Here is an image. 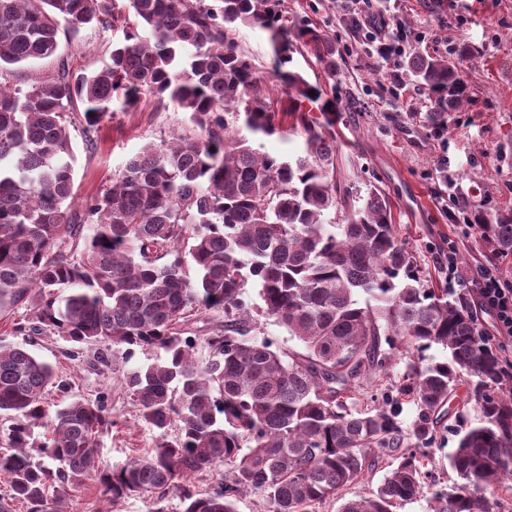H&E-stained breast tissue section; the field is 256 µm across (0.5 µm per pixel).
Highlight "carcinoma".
I'll return each instance as SVG.
<instances>
[{"instance_id": "obj_1", "label": "carcinoma", "mask_w": 512, "mask_h": 512, "mask_svg": "<svg viewBox=\"0 0 512 512\" xmlns=\"http://www.w3.org/2000/svg\"><path fill=\"white\" fill-rule=\"evenodd\" d=\"M126 7L133 21L99 70L74 76L62 63L23 91L10 84L14 66L54 55L62 28L111 25L116 0H0V313L27 308L14 332L59 336L72 360L96 344L159 352L125 376L156 440L122 466L102 463L97 438L112 425L103 404L74 398L49 411L46 394L71 383L1 338L0 512H66L88 481L114 506L147 496L149 512H165L169 498L181 512H236L247 493L262 495L267 512H315L385 456L397 465L383 483L340 512H395L428 473L411 440L433 443L445 420L460 482L432 493L434 512H487L481 489L512 492V387L502 389V361L475 307L464 292L428 283L388 199L372 188L357 197L336 178L334 134L303 110L315 104L329 118L335 100L285 69L298 43L334 78L332 46L284 24L283 0ZM242 26L269 33L272 76L288 89L290 130L303 140L291 160L254 145L287 132L240 48ZM403 68L433 95V120L468 100L443 55L413 52ZM146 93L186 112L187 129L145 145L73 209L74 100L90 132L114 104L131 108ZM481 229L496 254L512 255V216ZM206 312L224 324L199 335L189 326ZM261 317L300 348L258 338ZM434 346L448 358L426 359ZM410 350L418 359L398 394L417 416L405 429L390 398L360 409L356 401ZM464 382L474 419L451 406ZM220 468L224 477L196 489L194 478Z\"/></svg>"}]
</instances>
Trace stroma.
Here are the masks:
<instances>
[{
	"label": "stroma",
	"instance_id": "35a3bbf8",
	"mask_svg": "<svg viewBox=\"0 0 512 512\" xmlns=\"http://www.w3.org/2000/svg\"><path fill=\"white\" fill-rule=\"evenodd\" d=\"M390 31L407 35L401 51L380 56L355 39L345 0H285L289 26L308 25L336 49V76L328 78L314 58L294 52L289 69L336 101V176L354 194L374 188L389 198L397 234L415 253L434 287L474 291L481 268L496 267L512 282V257L492 251L464 214L492 224L512 215V0H371ZM121 27H83L59 35L55 55L17 66L12 82L21 88L43 82L67 65L73 74L102 66ZM439 52L461 71L469 98L443 121L429 118L427 90L402 77L403 54ZM76 154L75 206L106 187L113 173L146 143L181 133L186 115L156 96L142 95L129 110H114L87 145L84 106L70 116ZM456 246L458 273L448 275V248ZM69 344L57 336L35 340L33 352L70 378L74 397L103 400L114 420L99 437V454L110 464L152 447L155 435L139 424L124 389V376L147 361L142 352L110 353L97 373L70 360ZM74 512H149L147 497L133 495L112 506L93 481L75 492Z\"/></svg>",
	"mask_w": 512,
	"mask_h": 512
}]
</instances>
